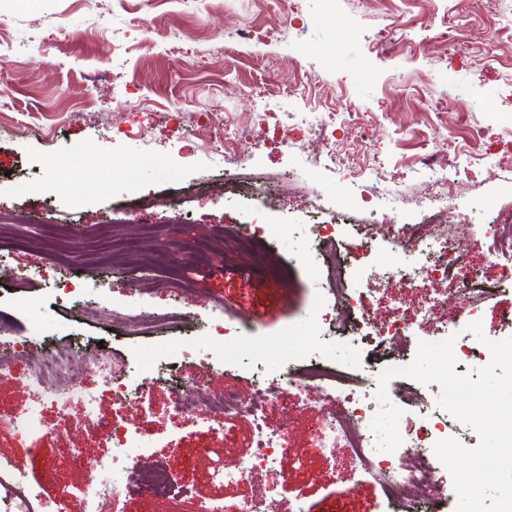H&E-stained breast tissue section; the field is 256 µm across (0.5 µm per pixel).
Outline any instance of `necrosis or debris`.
<instances>
[{
	"label": "necrosis or debris",
	"mask_w": 512,
	"mask_h": 512,
	"mask_svg": "<svg viewBox=\"0 0 512 512\" xmlns=\"http://www.w3.org/2000/svg\"><path fill=\"white\" fill-rule=\"evenodd\" d=\"M330 137L331 133L326 129L319 130L315 136L316 163L339 170L355 181L368 182L375 170L364 158L322 150V142ZM418 162L426 184L424 194L413 198L407 188L395 187L384 198L381 210L382 238L391 239L395 247L410 258V265H397L392 270L382 271L369 261L363 265L358 279H351L345 257L336 247L340 224L330 222L315 227L314 249L328 271V293L333 297L335 310L334 326L353 342L376 344L392 357L405 355L412 325L399 316L384 322L372 319L362 303L364 293L377 286L411 288L418 284L451 283L452 292H434L427 304L420 308L419 314L425 321L436 320L441 309L460 299L467 303V318L476 319L482 303L492 293L491 285L481 280L465 263L462 254L453 248L452 242L458 236L459 228L448 221L447 203L457 197V177L474 166V156L467 150L450 159L427 153L420 156ZM410 201L426 212V219L403 224L399 234H392L394 214ZM469 232L487 257L503 259L502 280L512 284V224H499L489 234L482 226L473 225ZM28 350V341L21 340L13 344L9 357H0V376L14 361L21 360L26 364L24 386L29 403L10 419L19 440L25 442L44 435L46 408L63 407L73 400L80 405L89 430H108L114 447L109 455L77 451L76 460L84 470L95 472L109 467L115 471H128L130 477L142 479L145 494L156 500L184 493L181 479L169 466H152L149 475L145 476L138 468L130 466L121 453L122 448L131 444L145 449L153 445L151 438L136 424L137 418L146 415L150 407L142 393L128 392L122 363L112 359L104 349H94L79 356L71 352H52L36 359L29 358ZM86 371L93 376V383L84 381L82 374ZM371 383L365 368L342 369L313 355L299 373L290 374L277 383L257 384L246 394L233 389L213 393L201 376L187 380L173 391L168 413L176 424L186 415H193L199 433L214 437L223 434L227 418L249 419L252 436L247 448L231 464L220 465L215 475L227 484L268 478L278 487L288 483V473L283 469L282 461L289 457L291 450L288 425L275 426L268 421L271 402L297 388L314 393ZM103 386L120 400L119 408L108 417L101 413L99 389ZM391 401L414 408L416 412L415 420L401 433L402 450L392 453L376 450L369 431L375 404L357 398L336 402L325 410L317 440L328 454L344 449L364 479L377 484L387 500L406 499L413 512H421L422 507L433 504V492L442 488L443 481L433 461L434 445L448 438V421L429 411L422 392L413 385L398 384Z\"/></svg>",
	"instance_id": "necrosis-or-debris-1"
}]
</instances>
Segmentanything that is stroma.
I'll return each instance as SVG.
<instances>
[{"instance_id": "1", "label": "stroma", "mask_w": 512, "mask_h": 512, "mask_svg": "<svg viewBox=\"0 0 512 512\" xmlns=\"http://www.w3.org/2000/svg\"><path fill=\"white\" fill-rule=\"evenodd\" d=\"M449 7L448 0H278L273 11L265 0H0V211L18 217L14 239L0 241V314L13 336L29 339L32 353L102 346L125 361L130 390L143 391L153 405L139 426L155 441V459L189 488L162 500V512H198L203 501L232 503L261 488L213 476L219 456L247 447L248 419L226 421L216 451L184 423L178 430L186 453L171 456L167 444L178 430L167 405L181 380L207 370L214 391H246L254 381L278 380L292 353L332 348L351 366L367 359L368 346L326 333L327 273L312 260L318 209L352 216L340 237L351 246L379 211L382 194L402 185L423 189L414 165L419 155L447 157L468 148L489 150L492 163L461 174L450 223L490 229L512 215V21L494 14L487 0H459L462 53L445 61L436 33ZM248 32L266 39L247 47ZM380 40L393 49L391 60L374 52ZM175 111L188 126L204 111L248 117L236 144L244 166L209 157L192 137L169 139L164 127ZM352 112L367 125L361 146L342 130ZM144 117L154 129L149 142L124 135ZM321 127L336 132L326 150L364 148L376 169L368 188L318 167L311 150L288 135L292 128L308 136ZM48 158L58 168L45 167ZM89 161L100 178L80 194L76 186ZM243 169L256 176L286 173L296 184L262 215L284 228L265 247L287 264L288 280L262 278L248 257L224 261L225 228L242 225L256 208L252 197L219 188ZM177 183L195 194L173 236L144 248V279L111 251L95 249L116 225L131 238L141 222L173 224L164 199ZM180 265L192 266V289L176 304L153 281ZM11 271L31 283L26 307H17L7 288ZM63 277L82 292L60 309L53 294ZM430 294L427 286L399 297L368 292L363 305L379 321L397 314L413 319L417 342L465 335L457 304L448 308L446 324L415 321ZM98 299L114 313L110 325L83 315L86 302ZM217 305L240 329L238 341L222 350L203 335ZM172 308L189 313L195 354L175 373L159 365L155 385L143 387V358L175 357L183 337L164 330L129 338L123 318ZM479 320L487 339L512 338L511 286L483 303ZM323 406L318 393L308 400L291 396L268 414L271 424L288 423L289 445L302 451L301 462L288 468L285 501L293 512H398L354 472L344 450L331 457L319 448ZM45 416L48 425L65 423L61 436L23 445L0 426V463L23 474L42 504L63 499L67 512H84L75 489L90 475L68 463L74 449L89 444L81 408H50Z\"/></svg>"}]
</instances>
